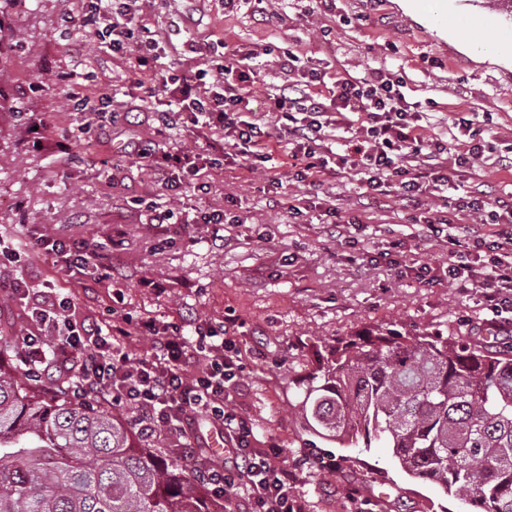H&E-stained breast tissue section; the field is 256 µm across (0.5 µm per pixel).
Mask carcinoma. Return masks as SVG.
Instances as JSON below:
<instances>
[{
    "label": "carcinoma",
    "mask_w": 512,
    "mask_h": 512,
    "mask_svg": "<svg viewBox=\"0 0 512 512\" xmlns=\"http://www.w3.org/2000/svg\"><path fill=\"white\" fill-rule=\"evenodd\" d=\"M302 393L342 443L383 441L411 477L472 512H512V347L382 326L336 340ZM0 512H227L111 413L33 393L0 367Z\"/></svg>",
    "instance_id": "obj_1"
}]
</instances>
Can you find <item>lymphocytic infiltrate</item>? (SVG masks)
<instances>
[{"label": "lymphocytic infiltrate", "mask_w": 512, "mask_h": 512, "mask_svg": "<svg viewBox=\"0 0 512 512\" xmlns=\"http://www.w3.org/2000/svg\"><path fill=\"white\" fill-rule=\"evenodd\" d=\"M141 0H74L78 23L85 33L102 34L113 55L133 59L139 70L156 69L165 42L158 32L138 19ZM271 46L232 49L210 56L194 67L167 74L143 87L144 99L159 106L157 119L163 129H180L194 142V149L157 148L155 143L133 142L128 159L150 169L162 190L193 186L202 169L220 167L209 157L217 142L235 151L249 173H261L272 189L284 180L321 184L346 175L364 176L368 207L385 206L398 194L406 208L422 209L425 197L447 191L462 170L487 162L511 172L512 160L489 158L482 129L471 121L452 122L451 141L432 136L428 113L415 111L402 91L404 81L389 69H375L364 76H347L324 88L319 69L299 70V57L282 51L278 66L285 80L270 98V111L286 120L270 131L262 118L245 119L250 88L260 74L252 59L271 54ZM58 84L76 125H55L47 112L32 115L26 132L29 146L55 143L68 153L69 143L83 137L93 121L112 113L111 90L88 91L76 73L46 66L44 78ZM350 137L346 148L333 153L326 145L337 126ZM456 217L471 218L465 235H449L448 280H474L478 269H490L484 300L499 309L512 305V192L494 198L474 191L452 200ZM27 243L43 250L65 266L75 287H84L87 268L104 266L102 255L86 251L70 237L26 231ZM21 253L0 251V291L22 296L30 307L31 329L16 337L23 374L32 380L58 371L66 377L67 399L79 404L109 400L135 406V426L152 437L175 432L184 440L182 452L190 457L198 476L217 495L237 488L247 496L250 512H307L296 491L297 475L281 457L276 443L253 447V428L246 418L229 410L225 385L241 376L243 367L232 355L230 339L216 330L202 331L189 341L180 328L159 327L142 320L138 335L151 341L149 353L135 356L120 342L75 319L76 296H62L16 276ZM205 353L208 367L199 374L188 367L194 354ZM217 430L224 438L229 464L216 465L198 448L202 427Z\"/></svg>", "instance_id": "lymphocytic-infiltrate-1"}]
</instances>
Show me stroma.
<instances>
[{"label":"stroma","instance_id":"35a3bbf8","mask_svg":"<svg viewBox=\"0 0 512 512\" xmlns=\"http://www.w3.org/2000/svg\"><path fill=\"white\" fill-rule=\"evenodd\" d=\"M401 0H170L166 8L146 0L143 19L153 30L178 29L185 10L201 23L200 42L228 37L230 46L293 47L302 57L327 62L324 81L362 76L375 68L402 72L404 92L418 111L435 118L455 115L489 129L496 151L512 145V59L479 60L443 38L400 5ZM448 16L469 41L490 47L512 38V15L493 0H447ZM72 27L63 0H13L0 13V192L11 201L0 211V245L15 247L22 228L60 231L88 251L112 256L109 278L81 302L84 319L110 331L122 316L159 325L194 321L229 329L245 370L229 383L228 405L247 417L254 447L276 440L288 463L298 465L297 491L308 512H469L441 487L403 471L384 443L359 448L315 435L304 422L300 393L337 338L378 324L402 332L429 329L458 333L483 345L512 340V307L486 309L480 281L451 285L445 239L419 237L398 197L389 209H363L360 184L339 179L319 187L335 201L338 218L351 222L349 238L333 236L320 211L289 213L286 204L306 193L284 185V206L266 203L268 186L258 175L228 163L211 170L210 187L186 191V207L223 210L230 224L146 222L145 205L163 191L148 170L126 163L134 140L179 145V131L159 133L136 88L138 76L122 59L87 43L80 70L89 88H116L129 116L95 123L74 145L79 166L63 172L48 152L27 150L25 113L54 112L69 121L54 85L34 92L30 84L45 62L70 69ZM120 225V246L112 227ZM401 241L399 267L385 251ZM430 263L436 284L416 276ZM163 286L156 293L139 281Z\"/></svg>","mask_w":512,"mask_h":512}]
</instances>
